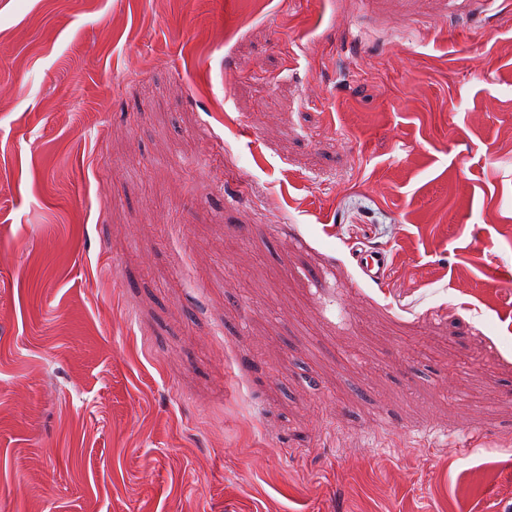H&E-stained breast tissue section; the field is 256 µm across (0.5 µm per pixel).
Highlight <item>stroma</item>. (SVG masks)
<instances>
[{
  "mask_svg": "<svg viewBox=\"0 0 512 512\" xmlns=\"http://www.w3.org/2000/svg\"><path fill=\"white\" fill-rule=\"evenodd\" d=\"M510 226L512 0H0V512H512ZM362 254L363 251H360L357 256L362 259V270L364 274L373 280L384 279L389 270V264L386 256L383 253H370L363 257Z\"/></svg>",
  "mask_w": 512,
  "mask_h": 512,
  "instance_id": "1",
  "label": "stroma"
}]
</instances>
